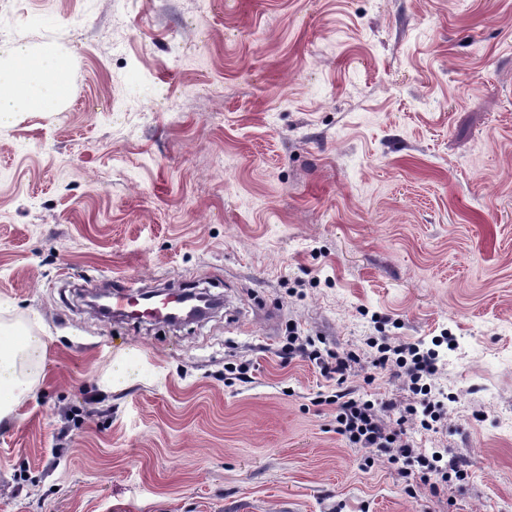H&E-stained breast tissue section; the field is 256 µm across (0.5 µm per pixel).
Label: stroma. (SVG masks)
Returning a JSON list of instances; mask_svg holds the SVG:
<instances>
[{"label": "stroma", "mask_w": 512, "mask_h": 512, "mask_svg": "<svg viewBox=\"0 0 512 512\" xmlns=\"http://www.w3.org/2000/svg\"><path fill=\"white\" fill-rule=\"evenodd\" d=\"M1 43L71 65L0 128V319L50 333L0 512H512V0H0ZM104 287L220 305L113 321ZM437 336L413 440L469 478L411 496L331 398L414 403L367 341ZM140 372L129 355L119 354L110 359L105 373L109 387H125L138 380Z\"/></svg>", "instance_id": "stroma-1"}]
</instances>
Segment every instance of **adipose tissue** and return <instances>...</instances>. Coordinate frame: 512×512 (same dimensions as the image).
<instances>
[{
	"mask_svg": "<svg viewBox=\"0 0 512 512\" xmlns=\"http://www.w3.org/2000/svg\"><path fill=\"white\" fill-rule=\"evenodd\" d=\"M0 127L10 125L17 115L38 108L55 111L63 89L68 64L54 48L35 50L21 43L0 44ZM48 336L21 323L0 321V421L18 419V409L44 370Z\"/></svg>",
	"mask_w": 512,
	"mask_h": 512,
	"instance_id": "adipose-tissue-1",
	"label": "adipose tissue"
}]
</instances>
